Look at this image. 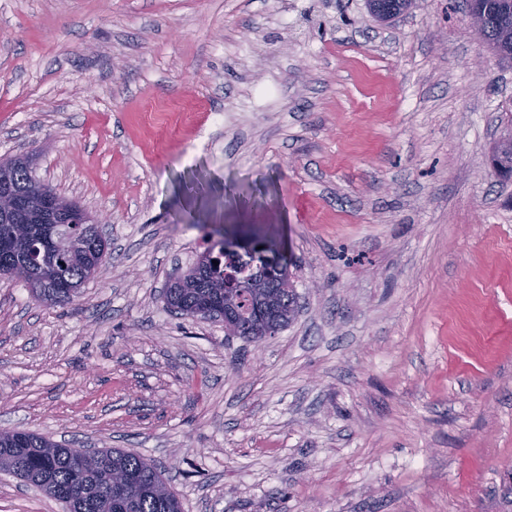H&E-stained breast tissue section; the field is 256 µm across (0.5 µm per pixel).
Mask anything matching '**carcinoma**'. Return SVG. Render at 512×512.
<instances>
[{
    "instance_id": "obj_1",
    "label": "carcinoma",
    "mask_w": 512,
    "mask_h": 512,
    "mask_svg": "<svg viewBox=\"0 0 512 512\" xmlns=\"http://www.w3.org/2000/svg\"><path fill=\"white\" fill-rule=\"evenodd\" d=\"M483 38L504 59H512V0H478ZM11 189L23 195L34 191L30 172L15 170ZM56 224H30L24 213L0 216V262L24 271L20 281L31 288L33 298L47 305L73 302L89 272L100 267L106 243L95 247L64 248L52 261L41 259L49 233ZM207 242L222 254L211 272L200 271L192 282L166 289V308L185 318H197L198 309L209 299L223 298L216 284L224 278L238 280L258 276L253 258L224 250V237L207 235ZM269 322L278 332L288 326L296 311V293L291 280L270 289ZM0 469L34 485L62 503L66 512H182L176 493L162 472L143 456L121 448H106L82 459L68 448L28 431H0Z\"/></svg>"
}]
</instances>
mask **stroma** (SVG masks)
<instances>
[{
	"label": "stroma",
	"instance_id": "1",
	"mask_svg": "<svg viewBox=\"0 0 512 512\" xmlns=\"http://www.w3.org/2000/svg\"><path fill=\"white\" fill-rule=\"evenodd\" d=\"M510 122L465 0H0V158L108 244L65 307L0 278V430L152 459L183 512H512ZM205 224L291 258L261 345L165 308ZM0 512L64 510L0 472ZM281 282L278 286L271 288L269 296L271 299L270 324L275 333L282 330L293 319L296 311V293L291 282Z\"/></svg>",
	"mask_w": 512,
	"mask_h": 512
}]
</instances>
